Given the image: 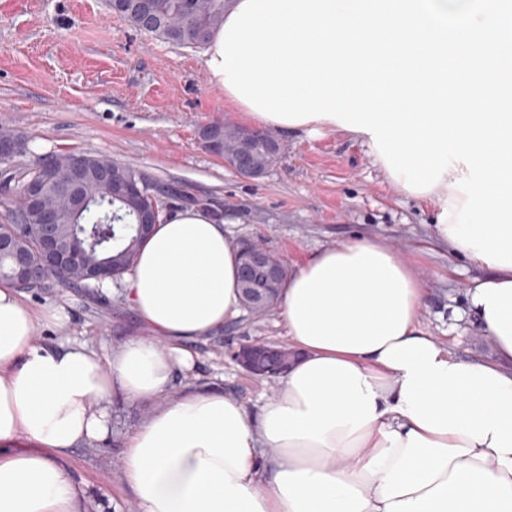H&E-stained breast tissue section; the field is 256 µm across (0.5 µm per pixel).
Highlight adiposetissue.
Masks as SVG:
<instances>
[{
	"mask_svg": "<svg viewBox=\"0 0 512 512\" xmlns=\"http://www.w3.org/2000/svg\"><path fill=\"white\" fill-rule=\"evenodd\" d=\"M456 177L447 169L428 193L433 234L471 260L446 233L467 199ZM239 253L208 210L156 224L120 286L103 284L150 333L105 358L40 343L38 325L64 308L34 311L0 283V512H94L66 462L111 433L116 390L158 403L119 462L140 512H512V267L490 265L466 291L497 352L484 363L421 328L425 285L391 245L316 251L278 308L296 358L252 415L214 388H174L191 343L240 313Z\"/></svg>",
	"mask_w": 512,
	"mask_h": 512,
	"instance_id": "ef3b65f1",
	"label": "adipose tissue"
}]
</instances>
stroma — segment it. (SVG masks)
<instances>
[{"label": "stroma", "mask_w": 512, "mask_h": 512, "mask_svg": "<svg viewBox=\"0 0 512 512\" xmlns=\"http://www.w3.org/2000/svg\"><path fill=\"white\" fill-rule=\"evenodd\" d=\"M203 54L138 30L108 0H0V129L26 140L22 167L49 154H91L138 169L153 187L178 184L209 199L238 240L264 244L291 268L357 237L388 242L425 283L421 328L459 357L494 359L465 295L487 270L435 242V201L406 195L358 140L334 130L280 136L282 152L265 174H239L205 149L200 132L215 121L252 123L210 85ZM22 297L36 311L65 306L67 320L37 329L48 346L83 341L104 356L146 333L118 294L98 288L52 280ZM246 343L287 345L276 311H242L195 343L189 380L234 395L253 414L275 383L233 359ZM111 406L110 438L73 449L67 468L101 512H138L118 463L128 432L152 406L118 391Z\"/></svg>", "instance_id": "obj_1"}]
</instances>
